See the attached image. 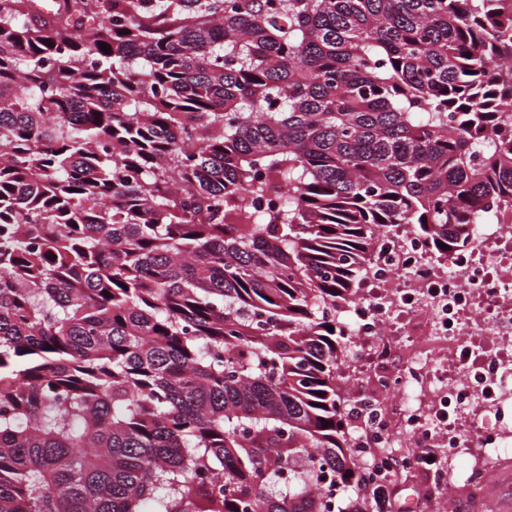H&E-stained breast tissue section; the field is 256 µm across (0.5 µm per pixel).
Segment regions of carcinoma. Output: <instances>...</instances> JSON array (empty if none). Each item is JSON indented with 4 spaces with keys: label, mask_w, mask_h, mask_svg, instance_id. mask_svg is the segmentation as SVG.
<instances>
[{
    "label": "carcinoma",
    "mask_w": 512,
    "mask_h": 512,
    "mask_svg": "<svg viewBox=\"0 0 512 512\" xmlns=\"http://www.w3.org/2000/svg\"><path fill=\"white\" fill-rule=\"evenodd\" d=\"M492 213L512 0H0V512H334L343 309Z\"/></svg>",
    "instance_id": "cac0c4a2"
}]
</instances>
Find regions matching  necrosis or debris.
<instances>
[{"instance_id": "obj_1", "label": "necrosis or debris", "mask_w": 512, "mask_h": 512, "mask_svg": "<svg viewBox=\"0 0 512 512\" xmlns=\"http://www.w3.org/2000/svg\"><path fill=\"white\" fill-rule=\"evenodd\" d=\"M446 265L438 272L410 235L389 242L347 318L352 336L370 343L355 366L374 371L377 384L367 437L386 447L400 436L432 442L476 459L465 480L477 497L483 460L512 451V224L482 225L472 250L449 253ZM430 336L442 349L436 359L379 372L395 338L416 346Z\"/></svg>"}]
</instances>
